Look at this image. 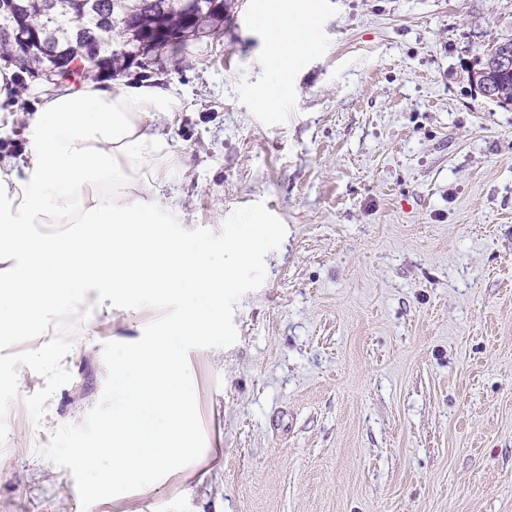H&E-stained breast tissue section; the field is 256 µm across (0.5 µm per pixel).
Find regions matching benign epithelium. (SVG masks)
<instances>
[{"mask_svg": "<svg viewBox=\"0 0 512 512\" xmlns=\"http://www.w3.org/2000/svg\"><path fill=\"white\" fill-rule=\"evenodd\" d=\"M198 5L197 0H182L181 3L187 18L193 23L199 22L197 35L206 36L211 34V30L207 26L205 11L198 9ZM23 9L25 5L17 3V0H0V43L4 45L1 55L10 57L25 52L46 60L42 75L51 82L71 77L80 66L86 74L110 70L112 57L100 53V30L92 29L71 47L59 50L52 41L28 33L21 19ZM169 40L170 31L164 27L147 30L143 35V43L151 48L164 46ZM486 65L493 70L512 72V43L495 45L487 56Z\"/></svg>", "mask_w": 512, "mask_h": 512, "instance_id": "obj_1", "label": "benign epithelium"}]
</instances>
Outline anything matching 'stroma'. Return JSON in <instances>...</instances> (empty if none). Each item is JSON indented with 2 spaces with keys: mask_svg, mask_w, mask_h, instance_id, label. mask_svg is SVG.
Masks as SVG:
<instances>
[{
  "mask_svg": "<svg viewBox=\"0 0 512 512\" xmlns=\"http://www.w3.org/2000/svg\"><path fill=\"white\" fill-rule=\"evenodd\" d=\"M243 2L217 37L101 77L175 93L158 202L182 227L261 202L286 228L237 342L188 354L202 457L84 510L36 453L99 401L104 343L158 316L87 290L0 335V512H512V107L471 81L512 0H320L277 112L254 105L269 77ZM13 70L16 159L54 86Z\"/></svg>",
  "mask_w": 512,
  "mask_h": 512,
  "instance_id": "35a3bbf8",
  "label": "stroma"
}]
</instances>
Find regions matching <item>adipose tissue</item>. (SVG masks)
<instances>
[{"instance_id": "adipose-tissue-1", "label": "adipose tissue", "mask_w": 512, "mask_h": 512, "mask_svg": "<svg viewBox=\"0 0 512 512\" xmlns=\"http://www.w3.org/2000/svg\"><path fill=\"white\" fill-rule=\"evenodd\" d=\"M318 14L317 0H248L275 87L259 96L262 107H280L289 68L318 37ZM177 110L170 90L147 82L66 83L27 116L24 155L0 163V302L10 304L0 313L1 334L45 318L50 306H72L78 288L116 301L158 293L185 301L178 321L112 360L123 404L103 424L100 445L78 451L89 468L111 457L112 481L164 472L192 456L189 391L175 381L181 355L169 339L210 333L214 315L187 302V292L217 301L256 246L233 229L218 257L163 229L157 193L180 156L160 128ZM46 224L71 230L50 237Z\"/></svg>"}]
</instances>
